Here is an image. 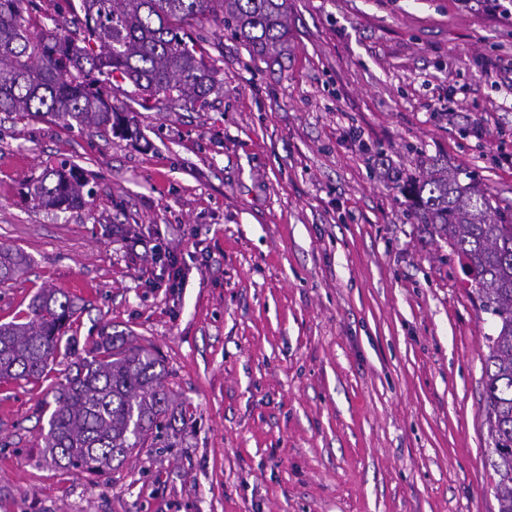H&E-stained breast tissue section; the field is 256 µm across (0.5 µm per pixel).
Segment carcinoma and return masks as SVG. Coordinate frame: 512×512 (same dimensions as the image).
<instances>
[{
  "label": "carcinoma",
  "instance_id": "cac0c4a2",
  "mask_svg": "<svg viewBox=\"0 0 512 512\" xmlns=\"http://www.w3.org/2000/svg\"><path fill=\"white\" fill-rule=\"evenodd\" d=\"M30 2L0 0V112L71 119L130 139L140 131L112 104L117 78L146 103L208 106L219 68L186 41L191 22L210 17L259 56L288 33L286 0H79L77 42L48 30ZM84 187L74 173L56 171L30 181L27 195L40 208L72 210L84 205ZM401 191L460 259L479 309L495 318L483 363L491 439L485 465L498 512H512V205L433 170L407 179ZM28 265L23 252L0 248V284ZM73 314L65 292L43 288L20 319L0 324V382L38 379L61 348L76 349L77 338L65 336ZM165 377L153 351L101 337L53 389L46 452L66 469H116L172 426Z\"/></svg>",
  "mask_w": 512,
  "mask_h": 512
}]
</instances>
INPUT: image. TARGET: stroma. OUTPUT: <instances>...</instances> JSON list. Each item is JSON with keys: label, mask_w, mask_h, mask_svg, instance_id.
<instances>
[{"label": "stroma", "mask_w": 512, "mask_h": 512, "mask_svg": "<svg viewBox=\"0 0 512 512\" xmlns=\"http://www.w3.org/2000/svg\"><path fill=\"white\" fill-rule=\"evenodd\" d=\"M266 56L230 32L209 105L114 104L139 140L0 114V324L74 301L37 380L0 382V512H497L485 451L490 315L412 213L447 168L512 204V11L489 0H287ZM80 175L78 209L28 181ZM182 284L170 287L162 257ZM164 360L168 447L112 472L41 448L45 401L102 334ZM29 265V258L21 251L0 248V284L15 280Z\"/></svg>", "instance_id": "1"}]
</instances>
